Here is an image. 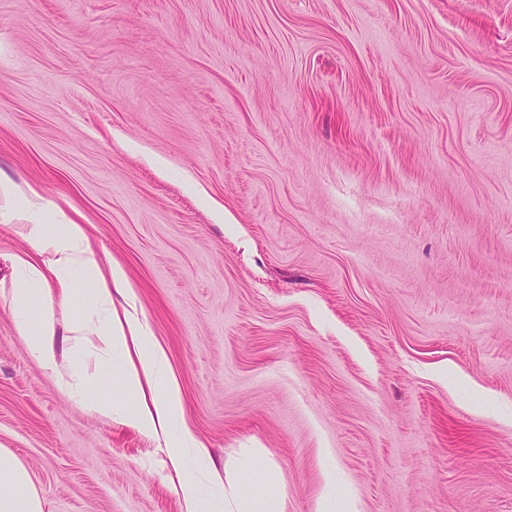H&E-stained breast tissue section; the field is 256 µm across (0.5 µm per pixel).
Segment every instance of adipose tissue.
Wrapping results in <instances>:
<instances>
[{
	"instance_id": "obj_1",
	"label": "adipose tissue",
	"mask_w": 512,
	"mask_h": 512,
	"mask_svg": "<svg viewBox=\"0 0 512 512\" xmlns=\"http://www.w3.org/2000/svg\"><path fill=\"white\" fill-rule=\"evenodd\" d=\"M44 208L38 192L21 197L12 183L0 181V218L20 209L29 214L19 232L30 252L14 261L19 283L16 326L42 367L58 374L62 390L86 387L91 372L59 375L54 350L57 301H81V312L70 328L72 341L79 348H96L95 371L120 370L123 396L139 403L129 425L165 438L185 512H285L281 495L250 496L242 491L238 463H226L220 474L198 469L208 450L184 421L180 390L165 352L154 342L123 273L100 265L85 225L42 223ZM116 293L123 296V306L115 305ZM0 512H42L40 500L29 490L26 472L1 452Z\"/></svg>"
}]
</instances>
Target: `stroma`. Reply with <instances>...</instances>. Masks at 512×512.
Returning a JSON list of instances; mask_svg holds the SVG:
<instances>
[{
	"instance_id": "1",
	"label": "stroma",
	"mask_w": 512,
	"mask_h": 512,
	"mask_svg": "<svg viewBox=\"0 0 512 512\" xmlns=\"http://www.w3.org/2000/svg\"><path fill=\"white\" fill-rule=\"evenodd\" d=\"M0 179L123 270L207 467L262 449L286 512H512V0H0ZM24 221L0 450L43 512H184L134 402L18 334Z\"/></svg>"
}]
</instances>
